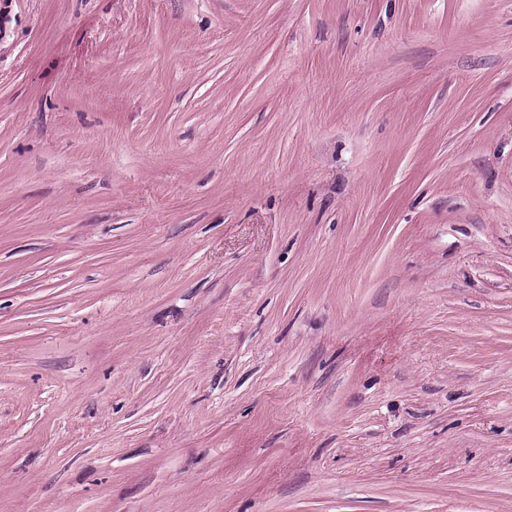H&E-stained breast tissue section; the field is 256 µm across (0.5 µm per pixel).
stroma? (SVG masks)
I'll list each match as a JSON object with an SVG mask.
<instances>
[{
  "label": "stroma",
  "instance_id": "1",
  "mask_svg": "<svg viewBox=\"0 0 512 512\" xmlns=\"http://www.w3.org/2000/svg\"><path fill=\"white\" fill-rule=\"evenodd\" d=\"M0 512H512V0H0Z\"/></svg>",
  "mask_w": 512,
  "mask_h": 512
}]
</instances>
